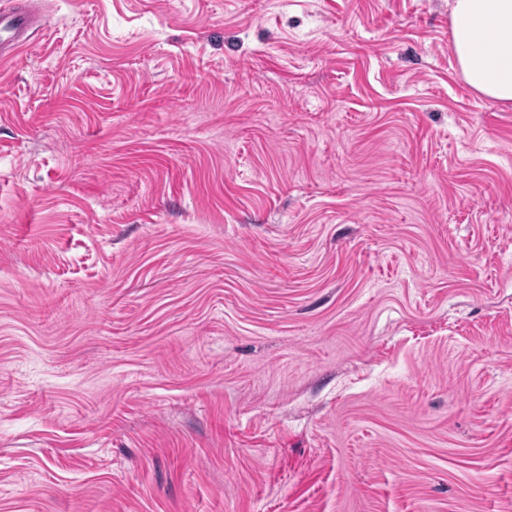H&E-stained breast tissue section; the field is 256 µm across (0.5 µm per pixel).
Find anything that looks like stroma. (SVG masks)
Returning <instances> with one entry per match:
<instances>
[{
	"instance_id": "35a3bbf8",
	"label": "stroma",
	"mask_w": 512,
	"mask_h": 512,
	"mask_svg": "<svg viewBox=\"0 0 512 512\" xmlns=\"http://www.w3.org/2000/svg\"><path fill=\"white\" fill-rule=\"evenodd\" d=\"M35 2L0 512H512V103L448 0Z\"/></svg>"
}]
</instances>
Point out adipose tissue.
<instances>
[{
	"label": "adipose tissue",
	"mask_w": 512,
	"mask_h": 512,
	"mask_svg": "<svg viewBox=\"0 0 512 512\" xmlns=\"http://www.w3.org/2000/svg\"><path fill=\"white\" fill-rule=\"evenodd\" d=\"M457 68L477 93L512 102V0H451Z\"/></svg>",
	"instance_id": "1"
}]
</instances>
